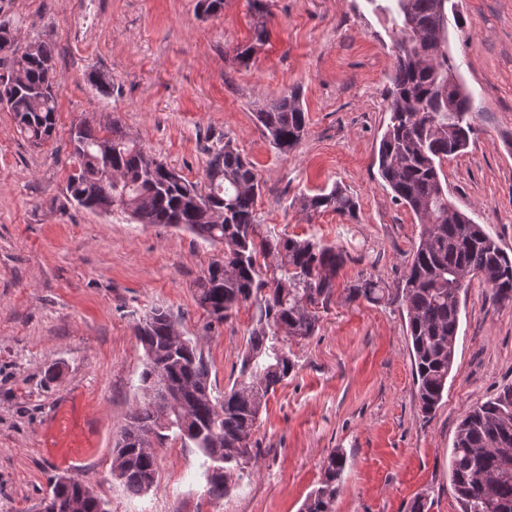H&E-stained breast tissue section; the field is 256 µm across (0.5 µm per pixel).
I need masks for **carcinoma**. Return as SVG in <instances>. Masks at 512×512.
Returning a JSON list of instances; mask_svg holds the SVG:
<instances>
[{
  "mask_svg": "<svg viewBox=\"0 0 512 512\" xmlns=\"http://www.w3.org/2000/svg\"><path fill=\"white\" fill-rule=\"evenodd\" d=\"M390 15L394 52L386 94V129L376 152L378 174L393 198L420 224L418 245L401 285L392 290L371 275L348 288V298L372 304L399 303L406 311L416 398L425 414L440 406L455 362L461 292L477 277L497 304L512 301V253L448 200L442 163L459 154L476 133L474 101L450 52V32H464L452 0H369ZM54 49L37 42L14 56L9 76H0V105L12 112L20 133L40 145L57 121ZM300 92L284 91L254 118L271 146L286 155L303 139L307 116ZM74 169L68 192L78 206L97 202L139 224H166L224 246L198 279L197 306L205 328L222 324L243 303L258 313L248 331L238 377L215 393L211 366L198 341L181 334L176 319L153 306L133 331L144 350L139 377L142 399L128 413L113 449L112 473L134 496L157 484V449L170 441L205 457L206 493L230 496L257 463L254 434L276 387L297 367L288 343L316 335L318 306L333 295L347 251L311 238L261 231L256 203L261 178L253 162L229 140L208 149L202 179L192 181L127 136L117 117L99 129L81 120L71 127ZM307 214L331 210L352 216L356 201L336 185L298 198ZM143 434L144 447L126 444ZM347 458L332 450L323 477L301 512H336ZM450 483L461 512H512V386L472 408L460 421L450 454ZM88 485L58 475L43 512H101L103 501L83 496Z\"/></svg>",
  "mask_w": 512,
  "mask_h": 512,
  "instance_id": "obj_1",
  "label": "carcinoma"
}]
</instances>
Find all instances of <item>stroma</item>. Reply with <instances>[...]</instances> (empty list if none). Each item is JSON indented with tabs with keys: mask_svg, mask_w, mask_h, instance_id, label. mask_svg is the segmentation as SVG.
Here are the masks:
<instances>
[{
	"mask_svg": "<svg viewBox=\"0 0 512 512\" xmlns=\"http://www.w3.org/2000/svg\"><path fill=\"white\" fill-rule=\"evenodd\" d=\"M270 40L248 62L256 15L224 0L202 17L197 0H0L17 48L51 44L59 84L52 138L31 144L0 108V512H41L52 479L83 478L109 512H299L322 478L323 458L347 457L336 512H460L449 480L456 427L474 406L512 385V304L484 281L461 295L456 357L435 414L415 397L401 307L351 301L372 275L401 280L420 226L380 183L375 152L385 129L394 57L383 14L369 0H262ZM464 34L452 53L472 94L477 134L443 165L448 197L512 252V0H456ZM111 84L100 94L86 79ZM299 88L307 114L300 144L273 149L254 114ZM119 118L130 137L201 179L208 148L231 140L264 183L260 224L346 250L317 334L291 342L297 368L271 397L255 437L264 450L224 499L206 493L197 449H159L155 488L126 492L113 446L140 399L144 351L132 326L153 306L198 338L217 389L230 386L257 309L242 305L204 330L195 282L222 257L190 233L136 223L121 211L72 203L70 130ZM355 217L307 215L297 199L335 184Z\"/></svg>",
	"mask_w": 512,
	"mask_h": 512,
	"instance_id": "obj_1",
	"label": "stroma"
}]
</instances>
